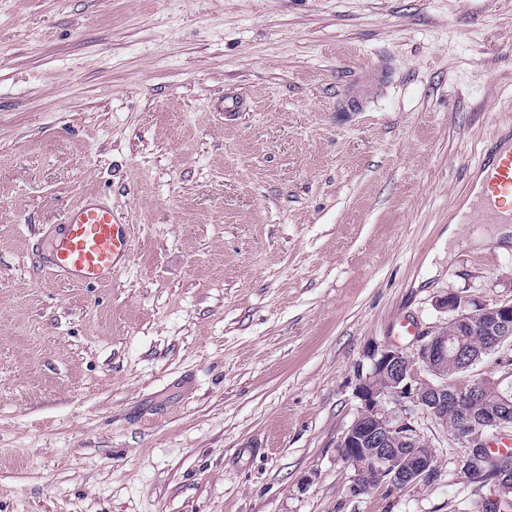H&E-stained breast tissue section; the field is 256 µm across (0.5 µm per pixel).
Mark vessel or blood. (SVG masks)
I'll return each instance as SVG.
<instances>
[{
	"mask_svg": "<svg viewBox=\"0 0 512 512\" xmlns=\"http://www.w3.org/2000/svg\"><path fill=\"white\" fill-rule=\"evenodd\" d=\"M480 189L461 215L469 224L512 223V136L499 137L472 176ZM55 266L77 283L97 285L122 271L131 253L128 225L114 223L109 206L93 197L68 209L50 244Z\"/></svg>",
	"mask_w": 512,
	"mask_h": 512,
	"instance_id": "b4317fda",
	"label": "vessel or blood"
}]
</instances>
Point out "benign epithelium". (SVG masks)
Instances as JSON below:
<instances>
[{"label":"benign epithelium","instance_id":"obj_1","mask_svg":"<svg viewBox=\"0 0 512 512\" xmlns=\"http://www.w3.org/2000/svg\"><path fill=\"white\" fill-rule=\"evenodd\" d=\"M452 312L451 321L461 332H480L491 344H498L512 335V301L478 304L467 312L461 296L450 293L442 302ZM368 371L357 369V397L362 407L344 431L337 445L339 456L348 464L362 459L358 476L368 477L369 470L381 475L387 470V461L406 459L398 479L409 485L427 484L434 475L430 456L434 449L418 451L420 439L417 428L406 417L399 418L389 412V400L412 402L427 415L442 420L439 414H448V408L462 409L464 400L476 390L460 391L448 387V331L444 329L421 332L412 353L385 346L368 352ZM502 433L500 420L495 415L479 419L472 427L457 430L454 437L474 452L498 450L495 438Z\"/></svg>","mask_w":512,"mask_h":512}]
</instances>
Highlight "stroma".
Here are the masks:
<instances>
[{"instance_id": "stroma-1", "label": "stroma", "mask_w": 512, "mask_h": 512, "mask_svg": "<svg viewBox=\"0 0 512 512\" xmlns=\"http://www.w3.org/2000/svg\"><path fill=\"white\" fill-rule=\"evenodd\" d=\"M512 131V0H0V512H470L349 491L358 365L512 301V241L448 223ZM97 195L112 281L49 245Z\"/></svg>"}]
</instances>
